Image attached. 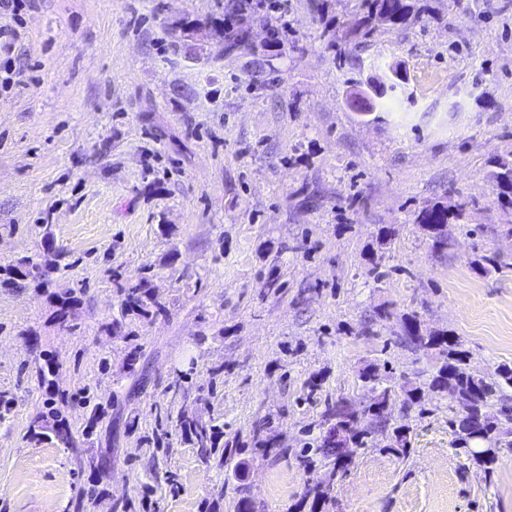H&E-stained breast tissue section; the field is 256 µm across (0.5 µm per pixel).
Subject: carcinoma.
Instances as JSON below:
<instances>
[{"label": "carcinoma", "mask_w": 512, "mask_h": 512, "mask_svg": "<svg viewBox=\"0 0 512 512\" xmlns=\"http://www.w3.org/2000/svg\"><path fill=\"white\" fill-rule=\"evenodd\" d=\"M359 8V16L354 18L347 31L349 39L358 44L372 34V17L384 14L389 19V25L401 26L414 16L411 0H361ZM225 9L228 13L226 20L219 17L203 24L198 20L183 18L173 21L170 29L178 34L182 47L196 53L206 50V46L213 42L223 51L229 48L247 49L249 35L243 28V22L255 9L253 0H227ZM489 176L503 195L512 194V159L495 161ZM471 205H475V202L464 201L451 210L435 202L422 208L416 223L432 240L433 246L442 250L447 246V240L437 233V226L462 223ZM118 291L128 313L145 316L154 310H162L145 270L137 278L119 285ZM403 331L417 350L434 359L429 389L443 393L452 384L457 400L466 407V413L448 419L457 434V446L465 449L478 466L492 472L499 464L501 449L512 448V396L507 394V390H512V366L502 365L492 375L473 371L469 367L467 353L460 349L458 337L446 330H424L414 316L406 319ZM359 378L366 391L364 404L343 399L325 403L322 414L325 434L298 453L299 462L306 473H313L320 465L326 468L331 480L345 475L350 460L343 456V447L359 448L364 445V439L385 433L394 402L401 401L406 410L421 403V388L412 380L390 385L368 365L359 370ZM494 400L499 402V409L497 413L490 414L487 408ZM179 426L201 448L204 458L218 453L222 463H235L236 473L246 466V462H237L235 458L245 454L247 449L217 447L216 440L221 434L217 426L188 417L182 418ZM409 445L410 429L404 425L393 427L387 448L406 454Z\"/></svg>", "instance_id": "1"}]
</instances>
